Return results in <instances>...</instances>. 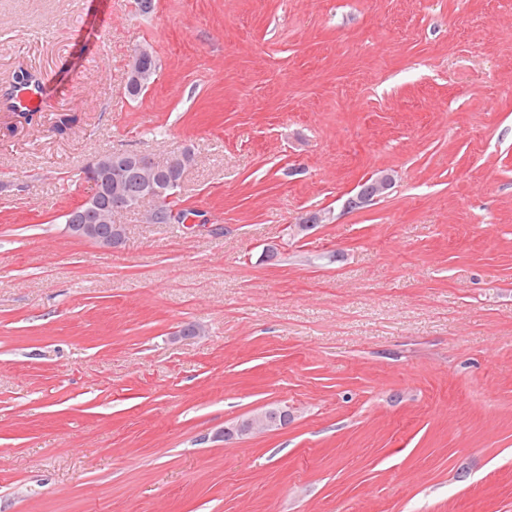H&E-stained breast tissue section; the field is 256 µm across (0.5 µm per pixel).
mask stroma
I'll list each match as a JSON object with an SVG mask.
<instances>
[{"label": "stroma", "mask_w": 512, "mask_h": 512, "mask_svg": "<svg viewBox=\"0 0 512 512\" xmlns=\"http://www.w3.org/2000/svg\"><path fill=\"white\" fill-rule=\"evenodd\" d=\"M21 64L45 107L5 135L0 103V512H512V0H0V90ZM187 147L209 230L68 235L95 156ZM269 404L287 429L218 440ZM393 184L391 173L381 170L371 174L361 182L360 189L356 196L348 200L349 207H360L361 205L384 196Z\"/></svg>", "instance_id": "1"}]
</instances>
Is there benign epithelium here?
Listing matches in <instances>:
<instances>
[{
  "label": "benign epithelium",
  "instance_id": "7a95c632",
  "mask_svg": "<svg viewBox=\"0 0 512 512\" xmlns=\"http://www.w3.org/2000/svg\"><path fill=\"white\" fill-rule=\"evenodd\" d=\"M124 160L144 177L143 184L135 189L122 185L119 170L112 169V163H102L96 159L87 164L89 182L94 192L81 201L85 208L83 224H68L67 231L74 237L93 241L98 247L114 251L128 235V225L120 222L125 214L140 209L149 200L154 202L150 216L163 222H174L176 212H168L159 206L161 199L168 194L170 186H158L152 181L155 167L159 163L148 155L129 151ZM393 184L391 173L381 170L371 174L361 182L356 196L348 200V206L359 207L384 196ZM288 411L261 409L238 419L235 435L242 440L261 432H276L286 427Z\"/></svg>",
  "mask_w": 512,
  "mask_h": 512
}]
</instances>
